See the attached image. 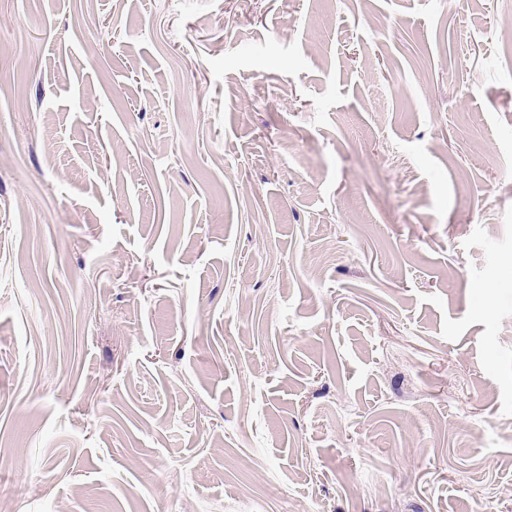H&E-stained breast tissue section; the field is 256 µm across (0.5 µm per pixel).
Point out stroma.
Returning a JSON list of instances; mask_svg holds the SVG:
<instances>
[{"label":"stroma","mask_w":512,"mask_h":512,"mask_svg":"<svg viewBox=\"0 0 512 512\" xmlns=\"http://www.w3.org/2000/svg\"><path fill=\"white\" fill-rule=\"evenodd\" d=\"M0 512H512L497 0H0Z\"/></svg>","instance_id":"1"}]
</instances>
